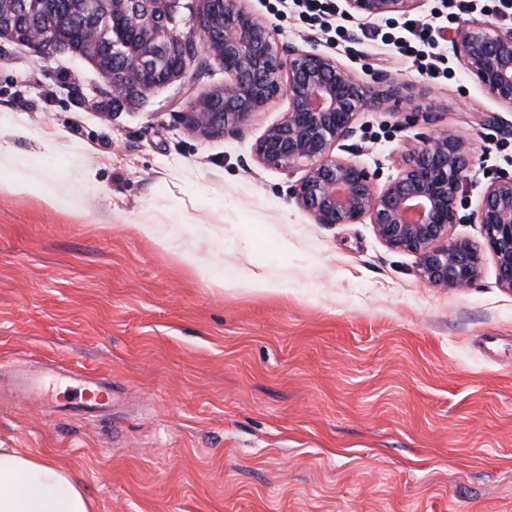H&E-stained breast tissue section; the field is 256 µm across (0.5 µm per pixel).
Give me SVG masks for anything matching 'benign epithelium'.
Instances as JSON below:
<instances>
[{"label": "benign epithelium", "mask_w": 512, "mask_h": 512, "mask_svg": "<svg viewBox=\"0 0 512 512\" xmlns=\"http://www.w3.org/2000/svg\"><path fill=\"white\" fill-rule=\"evenodd\" d=\"M345 11L367 17L407 14L419 0H344ZM182 0H99V13L121 19L122 33L137 40L123 63L100 65L114 47L81 26L82 53L112 93L124 102L143 101L158 89L153 77L171 57L197 49L224 65L229 80L198 97L181 115L202 136L237 131L256 112L285 98L288 109L254 146L256 161L287 174L303 176L293 187L296 204L317 224H361L369 220L377 238L393 251L417 258V273L429 286L462 290L480 276L483 251L494 258L499 285L512 292V174L501 173L486 185L476 208L459 213V189L465 180L470 148L459 135L442 130L407 143L397 175L385 185L339 150L357 135L360 112L398 93L388 86L373 91L334 56L315 49L285 47L246 0H194L198 35L179 32ZM49 0L0 3V37L22 38L41 52L68 54L71 43L41 29L39 18ZM32 25L17 32L14 16ZM468 73L487 96L512 112V26L489 20L466 24L454 36ZM481 226L484 243L454 236L464 221Z\"/></svg>", "instance_id": "1"}]
</instances>
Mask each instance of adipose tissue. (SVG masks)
<instances>
[{
    "label": "adipose tissue",
    "mask_w": 512,
    "mask_h": 512,
    "mask_svg": "<svg viewBox=\"0 0 512 512\" xmlns=\"http://www.w3.org/2000/svg\"><path fill=\"white\" fill-rule=\"evenodd\" d=\"M0 165L7 168L5 177L0 179L1 187L15 195L33 196L48 205H57L52 187L20 163L10 147L0 145ZM202 274L227 290L256 294L287 291L285 282L253 270L227 275L208 266ZM0 512H93V504L61 466L14 448H0Z\"/></svg>",
    "instance_id": "obj_1"
}]
</instances>
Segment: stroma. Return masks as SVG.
<instances>
[{
	"label": "stroma",
	"mask_w": 512,
	"mask_h": 512,
	"mask_svg": "<svg viewBox=\"0 0 512 512\" xmlns=\"http://www.w3.org/2000/svg\"><path fill=\"white\" fill-rule=\"evenodd\" d=\"M266 3L248 0L281 43L400 87L357 118V159L380 182L405 142L444 129L470 144L467 209L512 172V132L477 124L499 106L452 43L497 0L451 16L440 0L406 17L340 9L327 27ZM408 17L445 30L438 78L371 34L402 36ZM224 79L213 60L116 110L87 62L0 40V139L61 199L0 191V372L54 369L57 397H0V447L62 465L94 512H512V292L492 253L470 288H434L372 224L314 223L297 175L252 157L287 100L234 134L180 122ZM213 264L288 291L218 290L200 274ZM91 373L117 385L109 414L69 408Z\"/></svg>",
	"instance_id": "1"
}]
</instances>
